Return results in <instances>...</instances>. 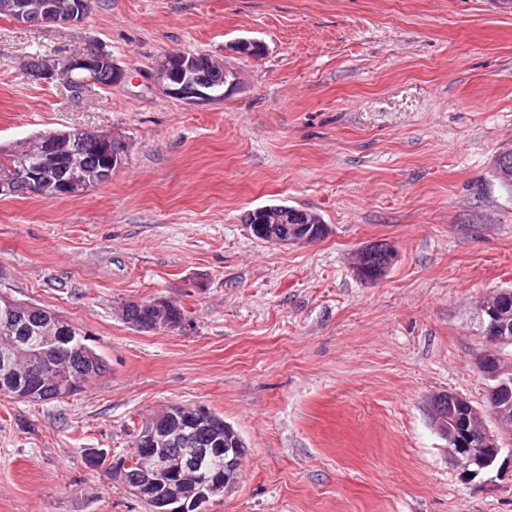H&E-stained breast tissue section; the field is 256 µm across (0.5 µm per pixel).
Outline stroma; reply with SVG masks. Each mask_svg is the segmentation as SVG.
<instances>
[{
  "mask_svg": "<svg viewBox=\"0 0 512 512\" xmlns=\"http://www.w3.org/2000/svg\"><path fill=\"white\" fill-rule=\"evenodd\" d=\"M261 43V56L231 51ZM107 50L124 81L73 89L38 55ZM206 53L219 100L163 92L154 65ZM122 135L83 196H0V294L62 316L106 370L57 402L0 396V512H147L111 479L143 421L202 405L243 438L206 512H512V449L463 476L429 397L484 407L478 317L512 288V0H91L76 26L0 17V147L55 130ZM318 213L275 245L258 207ZM391 244L376 281L351 255ZM161 298L143 331L120 307ZM499 154L498 158H495L494 166H493V173L495 179L498 181L500 186L504 188L507 192L510 194L512 193V156H503V155H512V143H505L499 148ZM505 170H510L511 172L504 174L505 177L510 178H504L501 174ZM264 207L271 210L287 207L290 217H288V224H285L282 214L271 212L269 209L259 208L254 212L255 224H253L252 212L248 213L245 222L250 224L253 232L258 234L262 241L271 244L309 243L323 236L322 227L319 225L324 223L321 216L315 212L285 205H268ZM310 220H313L314 224H307ZM268 224L284 225H273L271 228H268ZM158 299L149 300V301H138L137 303L128 305V320H124L126 323L131 324L132 326L137 327L140 330L150 331L147 327H150L153 323V329H157L160 327H164L166 325V321L168 326H175L179 324L183 320V311L176 306L164 302L167 305L166 320L163 317V314L158 309L159 316L156 315V310L153 308V304ZM157 316V317H156ZM154 317H156L154 319ZM166 326V327H168Z\"/></svg>",
  "mask_w": 512,
  "mask_h": 512,
  "instance_id": "stroma-1",
  "label": "stroma"
}]
</instances>
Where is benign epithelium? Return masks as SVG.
<instances>
[{
    "instance_id": "1",
    "label": "benign epithelium",
    "mask_w": 512,
    "mask_h": 512,
    "mask_svg": "<svg viewBox=\"0 0 512 512\" xmlns=\"http://www.w3.org/2000/svg\"><path fill=\"white\" fill-rule=\"evenodd\" d=\"M6 7L11 9L13 19L21 24L36 23L56 25L59 23H78L85 16L86 3L62 4L58 0H8ZM171 57L160 59L154 70V79L166 93L189 101L208 98V95L193 86L192 79L183 82L178 88L168 82ZM111 64L110 58L102 52H81L72 55L67 66L72 70L96 71ZM115 136H85V131L75 129L59 136L47 134L32 142L33 149L40 152L41 163L26 174L12 171L0 173V195H11L19 191L34 190L37 194L51 198H74L86 191L91 183L111 180L112 173L121 168L125 161L123 152L112 151ZM89 144L107 155L102 167L92 171L73 169L63 175L56 173L55 154L50 149L72 151ZM255 224L251 225L254 233L261 240L271 244L309 243L322 237V227L317 224H287L283 216L270 210L259 208L254 212ZM394 251L389 244L369 245L358 249L354 256V267L362 279L376 281L390 267ZM512 298L511 289L497 291L487 297L480 305L483 323L487 324L490 347L475 362L477 371L486 379H496L501 373L512 369L500 363L496 347L512 341V319L507 313V303ZM0 324L4 332L20 334L35 328L43 335V348L30 356L29 362L33 373H42L43 365L53 351L63 342L75 341L74 332L60 316L50 314L41 308L27 303H11L0 315ZM100 363L91 352L81 355L80 375L97 377ZM0 388L11 390L14 395L26 399V386L23 385L18 371L11 364L0 368ZM490 411L497 424H512V387L503 383L487 390ZM456 403L467 408L463 415L446 411L443 396L434 395L427 402V415L437 433L447 441L448 448L456 461L463 468V473L471 476L486 469L495 462L502 451L501 437L488 430H474V419L481 417V412L468 400L457 395L448 394V403ZM211 428V416L199 405L182 407L180 416H175L164 409L155 414L142 433V445L153 448L170 462V468L178 474L184 468L192 466L196 459L212 452L217 439L200 440L193 433ZM177 448L179 452L172 453ZM136 484L149 489L159 483L154 455H145L137 464L133 477Z\"/></svg>"
}]
</instances>
